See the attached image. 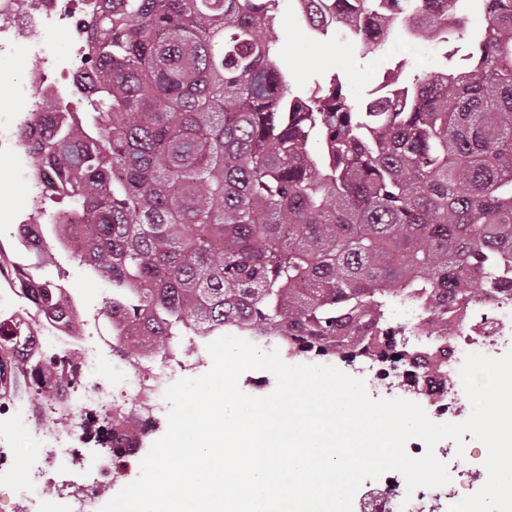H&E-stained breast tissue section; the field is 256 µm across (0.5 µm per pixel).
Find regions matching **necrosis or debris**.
I'll use <instances>...</instances> for the list:
<instances>
[{"label": "necrosis or debris", "instance_id": "necrosis-or-debris-1", "mask_svg": "<svg viewBox=\"0 0 512 512\" xmlns=\"http://www.w3.org/2000/svg\"><path fill=\"white\" fill-rule=\"evenodd\" d=\"M98 5L99 0H0V54L22 36L41 60L25 76L26 84L39 92L29 109L0 98V112L15 115L11 125L0 128V155L32 151L43 127L76 111L73 94L83 73L87 25ZM58 27L73 34L71 51L64 57L53 54L46 38ZM32 111L43 116V125L28 123ZM20 313L34 326L35 345L30 355L12 356L0 366V382L7 386L6 393H0V424L23 422L28 435L41 442L43 455L27 478L38 497L16 494L12 512H37L42 495L70 499L73 512H97L116 476L164 424L165 392L175 377L193 372L199 348L144 356L140 368H132L127 352L139 342L135 331L103 337L82 322L69 327L44 315L13 281L0 279V319ZM389 321L399 327V334L346 362V369L367 382L372 398L416 402L441 422H461L466 411L459 397V370L466 355L499 357L512 349V296L495 289L463 310H449L446 325L453 329L452 347L442 353L437 350L444 339L442 324L418 301L394 304ZM48 342L55 346L58 363L50 379L39 381L31 371ZM114 367L133 370L121 391L103 379L86 377L89 369ZM116 441L125 448L118 457L108 452ZM96 446L107 449L98 460L87 454ZM62 461L67 464L63 470L58 467ZM448 472L451 482L445 491L427 497L408 496L403 476L387 472L358 498L354 512H449L460 499L456 480L469 473L482 481L487 478L483 464L468 453L450 463Z\"/></svg>", "mask_w": 512, "mask_h": 512}]
</instances>
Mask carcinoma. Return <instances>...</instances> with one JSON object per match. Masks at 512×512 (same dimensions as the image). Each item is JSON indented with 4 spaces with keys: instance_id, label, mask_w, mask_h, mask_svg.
I'll list each match as a JSON object with an SVG mask.
<instances>
[{
    "instance_id": "carcinoma-1",
    "label": "carcinoma",
    "mask_w": 512,
    "mask_h": 512,
    "mask_svg": "<svg viewBox=\"0 0 512 512\" xmlns=\"http://www.w3.org/2000/svg\"><path fill=\"white\" fill-rule=\"evenodd\" d=\"M282 0H102L95 93L31 154L60 177L54 228L112 282L107 314L165 353L242 330L291 357L367 352L407 298L446 315L512 287V0H305L314 31L367 20L439 38L446 65L377 68L338 103L348 64L293 90L276 42ZM382 42L354 38L360 59ZM20 323L0 322V344Z\"/></svg>"
}]
</instances>
